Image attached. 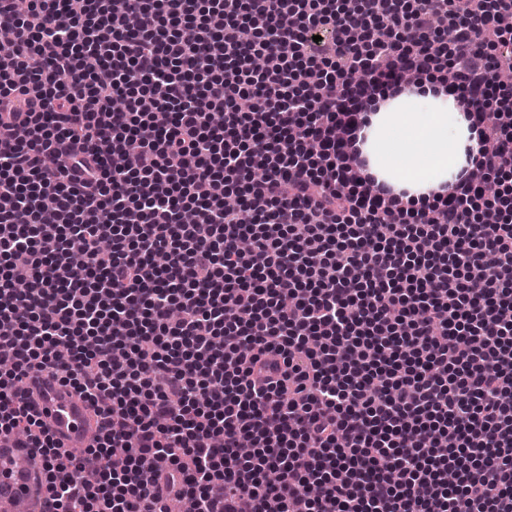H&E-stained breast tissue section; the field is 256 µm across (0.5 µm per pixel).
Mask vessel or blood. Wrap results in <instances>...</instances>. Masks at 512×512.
Masks as SVG:
<instances>
[{"label":"vessel or blood","instance_id":"vessel-or-blood-1","mask_svg":"<svg viewBox=\"0 0 512 512\" xmlns=\"http://www.w3.org/2000/svg\"><path fill=\"white\" fill-rule=\"evenodd\" d=\"M25 388L62 453L79 454L94 443L99 434L97 419L71 386L33 374L26 378ZM47 496L46 485L37 482L30 471L16 470L8 476L0 474V503L12 501L29 506L30 512H41L40 505Z\"/></svg>","mask_w":512,"mask_h":512}]
</instances>
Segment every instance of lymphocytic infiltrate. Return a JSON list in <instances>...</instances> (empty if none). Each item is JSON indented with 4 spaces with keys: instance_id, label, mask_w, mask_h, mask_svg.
<instances>
[{
    "instance_id": "1",
    "label": "lymphocytic infiltrate",
    "mask_w": 512,
    "mask_h": 512,
    "mask_svg": "<svg viewBox=\"0 0 512 512\" xmlns=\"http://www.w3.org/2000/svg\"><path fill=\"white\" fill-rule=\"evenodd\" d=\"M507 16L0 0V438L38 456L46 512H512ZM432 71L478 148L419 206L356 142ZM32 373L94 410L84 456ZM34 410L64 454H80L94 443L99 424L89 405L68 385L41 374L25 380Z\"/></svg>"
}]
</instances>
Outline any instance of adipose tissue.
<instances>
[{
	"label": "adipose tissue",
	"mask_w": 512,
	"mask_h": 512,
	"mask_svg": "<svg viewBox=\"0 0 512 512\" xmlns=\"http://www.w3.org/2000/svg\"><path fill=\"white\" fill-rule=\"evenodd\" d=\"M358 144L376 182L405 190L416 202L453 182L471 146L470 131L456 96L433 77L376 99Z\"/></svg>",
	"instance_id": "ef3b65f1"
}]
</instances>
